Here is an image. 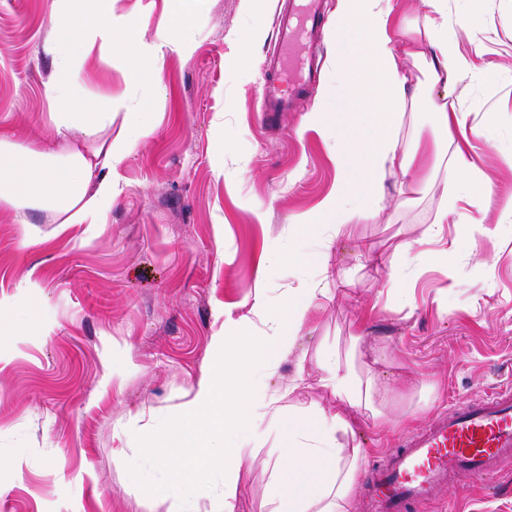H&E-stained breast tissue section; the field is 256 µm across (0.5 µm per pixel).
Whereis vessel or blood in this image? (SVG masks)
<instances>
[{
	"mask_svg": "<svg viewBox=\"0 0 512 512\" xmlns=\"http://www.w3.org/2000/svg\"><path fill=\"white\" fill-rule=\"evenodd\" d=\"M325 19L323 0H293L277 19V42L262 87L267 116L287 111L307 93L313 77L312 48ZM295 63L291 95H283L278 72ZM512 461V389L505 388L463 406L443 407L427 428L406 435L368 481L369 512H410L432 502L460 469L494 477Z\"/></svg>",
	"mask_w": 512,
	"mask_h": 512,
	"instance_id": "b4317fda",
	"label": "vessel or blood"
}]
</instances>
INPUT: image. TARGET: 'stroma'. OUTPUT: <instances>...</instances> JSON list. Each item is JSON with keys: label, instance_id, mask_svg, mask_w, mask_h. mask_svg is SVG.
Instances as JSON below:
<instances>
[{"label": "stroma", "instance_id": "1", "mask_svg": "<svg viewBox=\"0 0 512 512\" xmlns=\"http://www.w3.org/2000/svg\"><path fill=\"white\" fill-rule=\"evenodd\" d=\"M290 0H182L194 50L159 59L145 75L135 47L92 53L81 66L88 87L112 97V147L124 155L122 193L104 224L66 230L30 211L36 228L20 240L14 213L0 210V512H169L160 490L168 473L155 452L174 440L185 404L216 357L212 338L225 315L268 333L248 306L263 289L268 310L288 289L319 281L315 264L265 267L287 246L293 219L314 212L335 187L336 169L314 107L338 105L326 0L321 63L310 94L266 123L260 108L263 63L276 18ZM165 0H115L116 17L157 39ZM53 0H0V136L32 146L54 137L45 87L55 71L43 44ZM259 39H252L253 30ZM251 43L248 70L239 48ZM465 66L449 89L423 86L422 100L449 94L484 174V223H448L422 242L445 202L470 207L456 188L426 185L400 205L401 174L388 176L371 221L344 225L329 244L342 278L329 282L286 357L267 369L268 393L300 379L297 398L340 411L351 423L344 443H360L351 512H363L370 469L405 434L427 426L446 404H465L512 384V0H484L477 27L459 34ZM153 116L134 139L135 115ZM421 243L425 261H410ZM448 259H439L442 250ZM399 267L391 279V267ZM338 354L375 383L372 409L353 408L322 384L321 360ZM279 432L268 426L254 463L242 470L236 512H268ZM423 512H512V466L497 477L460 476Z\"/></svg>", "mask_w": 512, "mask_h": 512}]
</instances>
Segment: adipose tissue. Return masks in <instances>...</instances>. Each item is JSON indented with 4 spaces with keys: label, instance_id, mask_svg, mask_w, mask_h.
Here are the masks:
<instances>
[{
    "label": "adipose tissue",
    "instance_id": "ef3b65f1",
    "mask_svg": "<svg viewBox=\"0 0 512 512\" xmlns=\"http://www.w3.org/2000/svg\"><path fill=\"white\" fill-rule=\"evenodd\" d=\"M427 9L423 26L397 18L392 0H337L332 40L335 63L344 66L361 59L373 80L372 107L376 119L370 123L337 122L334 110L320 108L310 121L325 134V142L336 165V188L315 215L297 216L300 235L322 229L328 235L340 226L372 219L379 210L387 177L401 173L407 183H428L435 174L434 151L417 146L398 148V137L406 112L417 111L422 85L447 86L457 78L452 62L454 43L442 15L446 0H421ZM113 0H57L52 27L44 43L45 53L56 64V75L46 88L47 97L59 108L54 122L57 142L32 148L0 137V210L23 213L35 208L51 223H104L113 200L122 191L119 167L123 161L112 148V102L93 96L79 64L94 45L137 47L144 71L159 78L156 61L162 49L190 55L187 37L191 19L180 0H169L161 26L160 42L143 41L131 22L116 23ZM419 66L420 79L401 73L397 51ZM94 139L86 148V139ZM324 289L306 282L289 289L285 311L270 314L272 333L253 340L245 320L232 321L228 335L213 342L222 360L207 367L188 402V423L181 433L185 445L170 446L165 462L169 482L161 493L172 500V512H184L185 500L210 499L211 512H235L244 466L252 464L256 439L225 445L229 430L250 423L253 414L241 409L238 398L247 396L275 419H283L279 454L272 465L270 512H350L351 496L361 458L359 447H346L338 439L349 422L341 413H331L319 403L295 401L281 406L278 397L265 396L253 373L228 364V357L250 354L270 361L292 352L297 335ZM323 383L337 400L352 406L370 403L372 384L363 380L339 357L321 363ZM224 462V490L214 498L211 488L193 486L189 476L209 470L216 460Z\"/></svg>",
    "mask_w": 512,
    "mask_h": 512
}]
</instances>
